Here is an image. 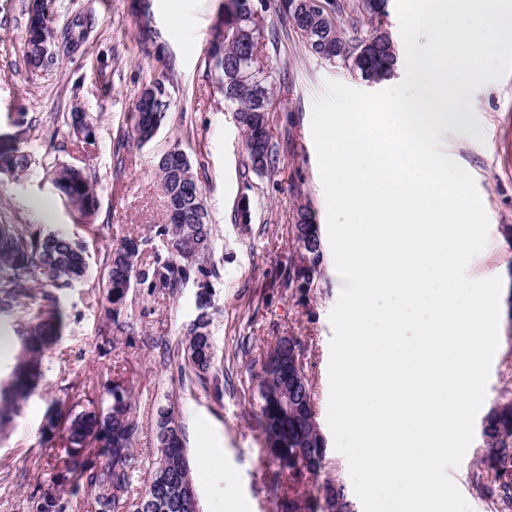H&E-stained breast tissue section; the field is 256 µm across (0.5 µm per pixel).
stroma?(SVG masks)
<instances>
[{
	"mask_svg": "<svg viewBox=\"0 0 512 512\" xmlns=\"http://www.w3.org/2000/svg\"><path fill=\"white\" fill-rule=\"evenodd\" d=\"M25 5V0H0V150H20L32 158L24 173L0 171V224L79 232L70 205L46 174L49 163L85 168L96 182L98 206L91 218L96 231L87 237L89 275L55 292L65 327L46 352L41 387L0 432V512H36L47 491L61 496L65 512H91L86 491L59 477L64 440L42 428L52 403L95 401L91 381L100 375L131 390L141 427L133 448L143 461L155 450L158 408H174L197 477L199 512H277L269 491L273 467L264 458L257 416V376L280 337H297L317 421L327 426L329 315L343 286L328 237L311 132L313 104L331 82L366 92L386 85L312 56L276 10L268 9L267 20L278 33L270 59L282 80L270 133L280 144L281 163L272 177H260L247 169L245 136L206 63L220 0H150L146 26L129 0H55L58 25L81 16L88 33L80 51L37 72L27 71L22 60ZM174 13L181 19L176 26L170 23ZM165 66L173 74L167 118L149 142L137 143L133 99ZM74 99L98 119L93 146L62 120ZM471 103L482 139L452 127L442 133L441 149L473 177L493 227L468 269L502 280L499 347L485 397L490 405L500 396L512 397V71L476 89ZM174 148L196 168L215 230L209 314L217 361L224 366L219 397L179 370L177 345L198 314L196 280L174 290L132 289L121 318L133 323V330L106 328L99 319L104 258L112 246L128 236L138 238L146 263L161 247L152 238L153 225L167 218L157 162ZM244 196L252 219L240 224L234 215ZM303 205L310 207L318 228L323 263L313 285L296 288L288 283V268L296 252L292 227ZM484 453V437L475 433L449 475L472 512H512L483 488Z\"/></svg>",
	"mask_w": 512,
	"mask_h": 512,
	"instance_id": "1",
	"label": "stroma"
}]
</instances>
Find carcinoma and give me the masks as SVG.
Segmentation results:
<instances>
[{"mask_svg": "<svg viewBox=\"0 0 512 512\" xmlns=\"http://www.w3.org/2000/svg\"><path fill=\"white\" fill-rule=\"evenodd\" d=\"M248 0H223L224 64L210 67L224 94V102L233 109L238 124L246 134V147L251 171L270 175L279 164V150L269 138L270 113L277 111L274 99L275 75L269 63L274 33L266 16L254 14ZM388 0H359L346 6L332 0L331 10L322 11L314 0H279L278 9L312 54L374 82L389 79L397 66L395 45L381 19L386 16ZM348 14L353 36L339 16ZM82 24L73 21L56 37V57L75 52L84 40ZM42 46L25 40L23 62L27 69L39 67ZM169 100L146 101L140 93L133 103V131L139 142L151 139L153 127L164 122ZM31 156L14 150L0 154V170L19 174L29 169ZM163 194L181 195L183 220L180 224L154 226L164 253L154 252L153 262L139 263L143 249L130 251L127 245L138 242L134 237L123 239L107 253L105 259V293L101 304V321L105 327L119 324L127 296L136 285L149 288L180 287L201 274L213 276L207 267L213 257V226L209 214L197 223L201 185L194 167L185 169L194 192L179 185V178L170 169L158 166ZM52 182L58 192L78 214V220L89 232L96 231L90 217L97 208L95 182L84 170L73 166H53ZM319 237L308 211L298 212L293 237L296 249L308 252L313 270H319L322 253L309 247V237ZM88 269L86 246L73 236L49 232L30 224H0V304L8 308L21 298L30 311L28 328L17 336L15 364L0 385V423H6L35 394L43 376V356L56 343L64 328V316L57 305L52 288H62L82 280ZM210 295L199 296V314L186 328L181 341L180 371L192 373L202 386L213 384L219 389L215 348L210 332ZM301 347L295 336H283L277 352L283 357L282 376L258 384L259 423L264 442L269 432L286 442L284 448H270L266 461L288 459L274 472L272 492L278 500L279 512H336L337 501L345 490L336 486L335 497L326 494L332 481H319L325 468L324 438L312 420L310 400L314 398L306 371H301L299 400H288V407L272 401L286 385L291 370L288 352ZM101 399L94 407L75 411L73 407L52 404L46 414V431L63 430L68 448L64 460L66 473L85 489L92 512H194L186 498L195 487L191 467L184 448L182 432L171 411L160 413L157 428L167 427L173 434L170 442L156 438L154 460L143 467L134 453L133 444L139 432L131 391L112 380L99 381ZM482 433L486 448L483 465L491 472L490 484L484 486L490 495L512 505V398L501 397L488 409ZM310 487L305 498L296 494L300 486Z\"/></svg>", "mask_w": 512, "mask_h": 512, "instance_id": "cac0c4a2", "label": "carcinoma"}]
</instances>
